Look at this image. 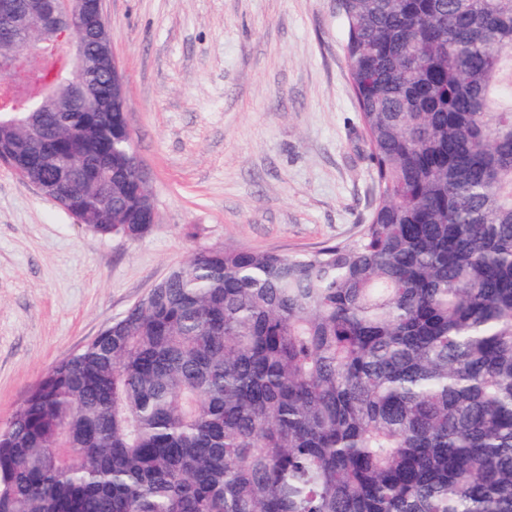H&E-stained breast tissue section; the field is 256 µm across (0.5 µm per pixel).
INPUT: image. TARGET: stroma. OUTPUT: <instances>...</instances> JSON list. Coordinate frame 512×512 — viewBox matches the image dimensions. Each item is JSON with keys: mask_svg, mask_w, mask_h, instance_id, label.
Segmentation results:
<instances>
[{"mask_svg": "<svg viewBox=\"0 0 512 512\" xmlns=\"http://www.w3.org/2000/svg\"><path fill=\"white\" fill-rule=\"evenodd\" d=\"M159 224L102 237L0 166V425L202 245L299 255L374 203L339 0H104Z\"/></svg>", "mask_w": 512, "mask_h": 512, "instance_id": "stroma-1", "label": "stroma"}]
</instances>
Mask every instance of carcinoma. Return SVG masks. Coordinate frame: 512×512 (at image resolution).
<instances>
[{
	"mask_svg": "<svg viewBox=\"0 0 512 512\" xmlns=\"http://www.w3.org/2000/svg\"><path fill=\"white\" fill-rule=\"evenodd\" d=\"M340 2L374 175L359 237L175 266L0 426V512H512V0ZM20 80L0 61V113L42 131L0 127L9 168L98 235L148 233L124 113L23 102Z\"/></svg>",
	"mask_w": 512,
	"mask_h": 512,
	"instance_id": "obj_1",
	"label": "carcinoma"
}]
</instances>
